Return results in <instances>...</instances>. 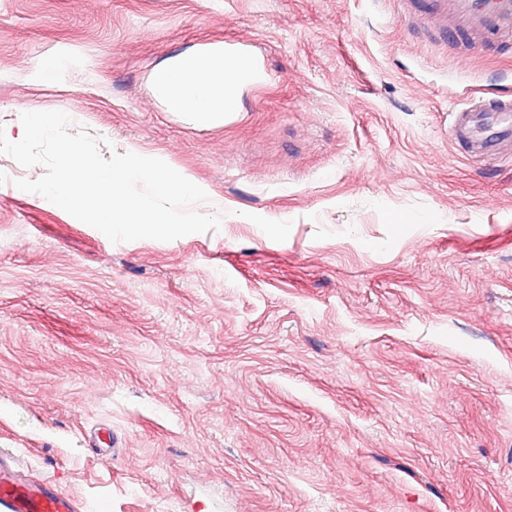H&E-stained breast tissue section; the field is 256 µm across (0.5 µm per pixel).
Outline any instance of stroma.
Here are the masks:
<instances>
[{
  "instance_id": "obj_1",
  "label": "stroma",
  "mask_w": 512,
  "mask_h": 512,
  "mask_svg": "<svg viewBox=\"0 0 512 512\" xmlns=\"http://www.w3.org/2000/svg\"><path fill=\"white\" fill-rule=\"evenodd\" d=\"M211 42L265 78L195 129L151 73ZM508 89L512 36L393 0H0L1 130L64 112L224 210L115 244L0 154V449L78 512H512V162L448 137Z\"/></svg>"
}]
</instances>
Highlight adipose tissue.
<instances>
[{
	"mask_svg": "<svg viewBox=\"0 0 512 512\" xmlns=\"http://www.w3.org/2000/svg\"><path fill=\"white\" fill-rule=\"evenodd\" d=\"M263 78L254 59L214 42L157 66L151 90L158 102L185 122L211 128L231 119L243 90Z\"/></svg>",
	"mask_w": 512,
	"mask_h": 512,
	"instance_id": "obj_1",
	"label": "adipose tissue"
}]
</instances>
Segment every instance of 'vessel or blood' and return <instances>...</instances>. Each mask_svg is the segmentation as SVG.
<instances>
[{
  "label": "vessel or blood",
  "instance_id": "obj_1",
  "mask_svg": "<svg viewBox=\"0 0 512 512\" xmlns=\"http://www.w3.org/2000/svg\"><path fill=\"white\" fill-rule=\"evenodd\" d=\"M426 17L452 22L468 49H484L489 38L512 31V0H429ZM450 138L475 158H512V93L501 91L454 112ZM0 512H77V503L52 483L37 484L18 467L0 468Z\"/></svg>",
  "mask_w": 512,
  "mask_h": 512
}]
</instances>
